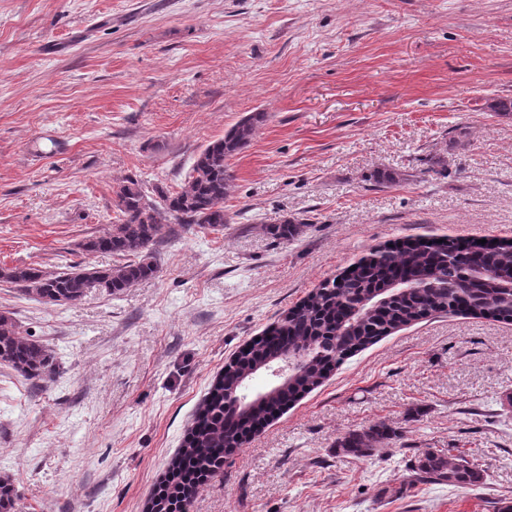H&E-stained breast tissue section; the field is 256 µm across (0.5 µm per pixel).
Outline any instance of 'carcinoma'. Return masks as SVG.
<instances>
[{"label":"carcinoma","instance_id":"1","mask_svg":"<svg viewBox=\"0 0 512 512\" xmlns=\"http://www.w3.org/2000/svg\"><path fill=\"white\" fill-rule=\"evenodd\" d=\"M266 121L255 112L236 123L224 136L198 155L184 185L171 192L161 186L153 195L133 179L115 191L117 221L109 232L81 244L88 254H110L123 261L109 268L87 263L63 270L44 271L26 266H1L0 282L14 284L46 305H64L83 299L94 290L117 294L158 269L150 246L167 224L224 226V197L232 175L226 161L245 149ZM288 241L301 223L285 219L267 227ZM478 266L490 276L475 283L463 275L465 266ZM512 241L493 249L466 245L453 239L416 238L376 251V259L356 263V269L323 282L299 305L270 326L260 340L241 349L224 365L212 384L182 448L165 479V491L151 500L158 512H184L183 504L218 470L227 454L241 447L248 431L265 421L268 410L290 402L317 387L344 359L389 335L393 330L437 313L461 310L512 321ZM363 304L351 313L352 304ZM304 351L307 359L293 383L276 397L237 411L225 403V392L253 374L256 365L271 355ZM0 366L28 380L48 382L55 375L54 353L42 342L25 336L14 319L0 312ZM390 438L382 425L352 432L338 440L344 452L371 456ZM420 483H448L462 487L482 483L483 475L462 455L430 449L411 466ZM15 487L0 477V512H13Z\"/></svg>","mask_w":512,"mask_h":512}]
</instances>
